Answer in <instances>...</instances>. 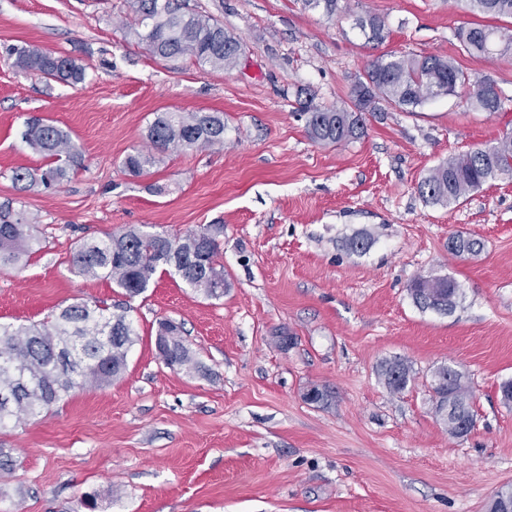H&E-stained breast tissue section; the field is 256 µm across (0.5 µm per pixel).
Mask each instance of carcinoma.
<instances>
[{"instance_id": "obj_1", "label": "carcinoma", "mask_w": 512, "mask_h": 512, "mask_svg": "<svg viewBox=\"0 0 512 512\" xmlns=\"http://www.w3.org/2000/svg\"><path fill=\"white\" fill-rule=\"evenodd\" d=\"M304 7L331 19L339 0H302ZM475 17L512 19V0H462ZM132 15L127 32L155 57L177 61L188 58L201 67L231 70L240 58L242 45L224 24L207 11L186 5V0H125ZM369 43L382 44L389 32L376 14L355 22ZM457 39L477 57L512 52V26L473 23L456 31ZM13 65L25 73L42 75L67 84L86 78L85 68L75 61L35 47L11 48ZM471 87L470 104L494 113L503 104L502 92H487L496 83L472 77L450 58L437 55L383 54L375 58L365 75L351 89L356 111L301 106L307 114V132L318 144H342L364 134L362 113L377 112L379 103L401 110H414L430 99L455 95ZM150 146L159 153L171 148L209 147L224 143V115L218 112H158L146 131ZM22 141L42 156L37 169H18L11 179L20 189L36 185L57 188L71 171L83 166V154L70 134L38 116L25 121ZM157 163L156 156L137 151L127 155L125 171L141 176ZM499 175H512V135H505L485 148L451 156L431 168L418 184L419 195L428 203L449 206ZM33 218L12 204L0 205V272L19 267L34 244ZM224 225L206 224L198 232L180 237L133 227L119 234L81 244L73 254L76 271L85 277H104L115 282L129 297L146 291L158 271H174L188 286L207 298L224 296L228 287L224 265L219 262ZM176 248L172 252L166 244ZM483 249L480 239L459 235L450 253L464 257ZM458 283L448 276H422L413 280L409 294L423 311L446 314L456 304ZM171 335L166 349H157L169 367L198 368L194 352L173 320L158 323L156 335ZM137 341L132 322L98 305L76 303L64 307L54 321L42 327L0 324V428L36 416L62 400L70 391L87 385L102 386L122 374L127 356ZM383 385L393 394L403 392L411 369L400 359L384 362L379 370ZM433 389L438 395L436 411L444 414L450 405L454 416L445 421L448 433L461 436L457 416L474 417L473 391L462 375L443 367L435 373Z\"/></svg>"}]
</instances>
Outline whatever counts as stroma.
Wrapping results in <instances>:
<instances>
[{"label":"stroma","mask_w":512,"mask_h":512,"mask_svg":"<svg viewBox=\"0 0 512 512\" xmlns=\"http://www.w3.org/2000/svg\"><path fill=\"white\" fill-rule=\"evenodd\" d=\"M244 48L229 71L152 57L121 26L124 0H0V204L36 219L39 251L0 272V322L40 325L85 302L124 309L139 340L124 372L73 390L51 410L0 429L15 466L0 474V512H486L512 484V176L453 206L418 193L449 156L512 132V54L476 58L455 37L471 15L454 0H341L329 19L301 0H187ZM390 31L367 45L365 14ZM70 57L68 85L16 70L11 47ZM436 54L489 77L506 100L490 114L466 92L413 112H366L365 134L314 143L300 102L353 109L351 88L386 53ZM220 112L224 142L173 149L139 177L124 157L147 149L155 113ZM68 131L85 157L62 187L21 191L14 170L43 159L21 140L27 117ZM182 236L224 227L229 283L210 299L170 273L128 298L76 273L83 241L141 225ZM483 241L457 258L448 238ZM371 233L362 254L351 237ZM448 276L455 308H417L409 284ZM180 323L200 370L166 366L160 320ZM291 336L280 345V335ZM412 378L391 394L381 364ZM461 371L475 426L449 435L432 376ZM328 391L309 402L312 388Z\"/></svg>","instance_id":"stroma-1"}]
</instances>
